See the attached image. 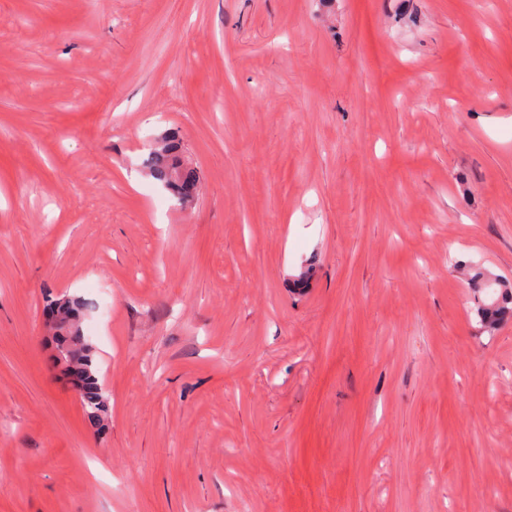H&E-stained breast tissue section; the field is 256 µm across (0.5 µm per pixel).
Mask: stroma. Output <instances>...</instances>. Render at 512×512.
<instances>
[{"mask_svg":"<svg viewBox=\"0 0 512 512\" xmlns=\"http://www.w3.org/2000/svg\"><path fill=\"white\" fill-rule=\"evenodd\" d=\"M171 128L186 207L140 167ZM478 271L512 283V0H0V512H512ZM45 308L56 314L54 325L55 365L63 362L64 372L80 397L84 415L96 428H104L110 418L108 397L103 391L96 368V349L88 343L80 331L82 304L69 296L49 294L45 298Z\"/></svg>","mask_w":512,"mask_h":512,"instance_id":"1","label":"stroma"}]
</instances>
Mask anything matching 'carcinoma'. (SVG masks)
<instances>
[{
    "label": "carcinoma",
    "mask_w": 512,
    "mask_h": 512,
    "mask_svg": "<svg viewBox=\"0 0 512 512\" xmlns=\"http://www.w3.org/2000/svg\"><path fill=\"white\" fill-rule=\"evenodd\" d=\"M147 175L172 192L183 204L195 200L201 181L200 171L183 155L179 135L167 132L158 146L150 150L144 162ZM45 307L56 314L54 325V363L66 365L64 372L80 397L88 422L103 428L110 418L108 397L103 391L96 368V349L88 343L80 331L82 304L69 296L48 295ZM501 309L494 305H482L476 314L484 329H495Z\"/></svg>",
    "instance_id": "1"
}]
</instances>
